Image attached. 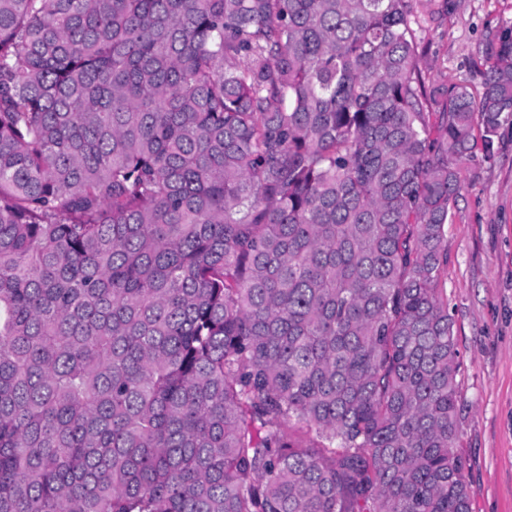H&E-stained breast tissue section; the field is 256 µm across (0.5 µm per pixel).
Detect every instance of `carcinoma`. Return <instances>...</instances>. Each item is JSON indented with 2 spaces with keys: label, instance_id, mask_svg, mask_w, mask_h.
Returning <instances> with one entry per match:
<instances>
[{
  "label": "carcinoma",
  "instance_id": "carcinoma-1",
  "mask_svg": "<svg viewBox=\"0 0 512 512\" xmlns=\"http://www.w3.org/2000/svg\"><path fill=\"white\" fill-rule=\"evenodd\" d=\"M413 24L0 0V512H472L443 242L512 29L428 87Z\"/></svg>",
  "mask_w": 512,
  "mask_h": 512
}]
</instances>
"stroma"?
<instances>
[{"instance_id": "stroma-1", "label": "stroma", "mask_w": 512, "mask_h": 512, "mask_svg": "<svg viewBox=\"0 0 512 512\" xmlns=\"http://www.w3.org/2000/svg\"><path fill=\"white\" fill-rule=\"evenodd\" d=\"M427 83L476 84L486 44L512 28V0H413ZM444 247L459 351L458 434L474 512H512V120L493 156L475 149Z\"/></svg>"}]
</instances>
